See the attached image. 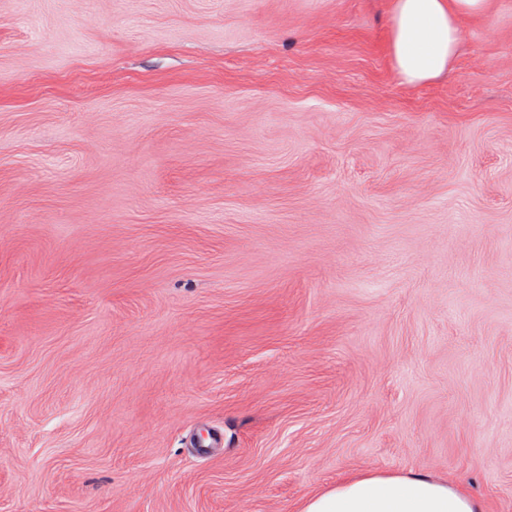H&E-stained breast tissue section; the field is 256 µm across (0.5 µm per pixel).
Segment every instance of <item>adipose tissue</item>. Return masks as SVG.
Masks as SVG:
<instances>
[{"label":"adipose tissue","mask_w":512,"mask_h":512,"mask_svg":"<svg viewBox=\"0 0 512 512\" xmlns=\"http://www.w3.org/2000/svg\"><path fill=\"white\" fill-rule=\"evenodd\" d=\"M487 0H394L391 55L398 76L418 84L451 67L460 17L483 13ZM302 512H482L481 504L447 482L417 473L368 472L306 499Z\"/></svg>","instance_id":"adipose-tissue-1"}]
</instances>
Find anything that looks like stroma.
Here are the masks:
<instances>
[{
    "label": "stroma",
    "mask_w": 512,
    "mask_h": 512,
    "mask_svg": "<svg viewBox=\"0 0 512 512\" xmlns=\"http://www.w3.org/2000/svg\"><path fill=\"white\" fill-rule=\"evenodd\" d=\"M392 6L0 0V512H512V0ZM391 55L398 76L418 84L446 73L461 39V16L481 14L488 0H393ZM301 512H482L448 482L424 474L368 472L306 499Z\"/></svg>",
    "instance_id": "1"
}]
</instances>
